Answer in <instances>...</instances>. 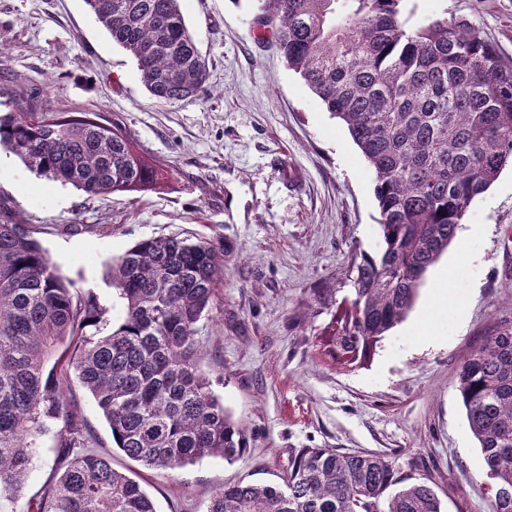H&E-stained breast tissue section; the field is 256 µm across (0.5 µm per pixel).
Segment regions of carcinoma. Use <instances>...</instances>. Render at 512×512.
Wrapping results in <instances>:
<instances>
[{"instance_id": "carcinoma-1", "label": "carcinoma", "mask_w": 512, "mask_h": 512, "mask_svg": "<svg viewBox=\"0 0 512 512\" xmlns=\"http://www.w3.org/2000/svg\"><path fill=\"white\" fill-rule=\"evenodd\" d=\"M165 103L207 91L208 62L179 0H86ZM288 68L340 119L374 175L382 248L362 252L353 288L318 337L342 369L369 362L403 320L478 195L512 164V66L482 31L446 17L421 25L406 0H255ZM0 146L35 174L93 195L141 192L161 179L122 128L95 112L19 109L0 116ZM0 215V508L27 478L40 436L61 424L64 471L27 512H156L139 483L90 450L59 374L75 373L129 459L174 473L249 448L198 367V324L223 275L224 242L142 239L112 264L123 314L112 332L96 295L64 284L35 237ZM90 327L94 332H87ZM458 391L491 480L490 512H512V320L462 360ZM207 512H443L425 481L387 454L300 448L280 483L216 489Z\"/></svg>"}]
</instances>
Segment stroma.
I'll return each mask as SVG.
<instances>
[{
	"label": "stroma",
	"mask_w": 512,
	"mask_h": 512,
	"mask_svg": "<svg viewBox=\"0 0 512 512\" xmlns=\"http://www.w3.org/2000/svg\"><path fill=\"white\" fill-rule=\"evenodd\" d=\"M408 7L420 21H471L512 64V0ZM180 8L212 93L160 103L86 0H0V115L39 89L37 111L100 113L164 174L153 190L97 196L37 176L0 149V205L39 227L64 282L94 292L115 324L122 309L110 267L135 242L174 234L224 242V281L198 325L199 367L248 430L246 455L232 464L204 458L172 475L140 466L115 448L101 409L73 377L66 389L92 449L135 472L157 512H207L224 484L279 481L301 448L390 455L401 475L430 482L443 512H490L456 377L470 349L512 319V166L473 200L370 361L338 368L316 340L352 286L355 251L382 246L372 170L271 40H257L250 0H180ZM56 467L50 431L13 512H27Z\"/></svg>",
	"instance_id": "stroma-1"
}]
</instances>
